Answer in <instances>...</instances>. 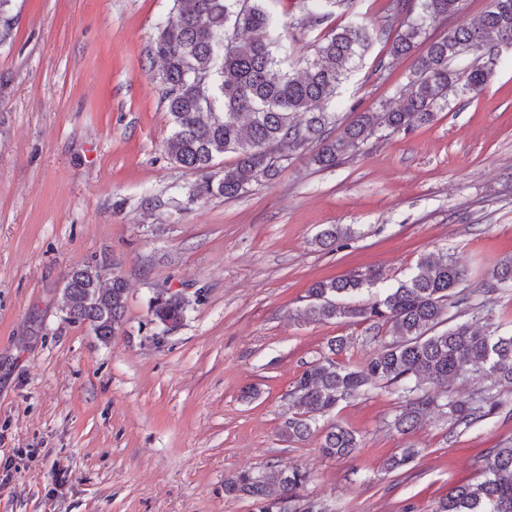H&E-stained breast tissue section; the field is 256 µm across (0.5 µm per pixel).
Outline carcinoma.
Returning <instances> with one entry per match:
<instances>
[{"mask_svg": "<svg viewBox=\"0 0 512 512\" xmlns=\"http://www.w3.org/2000/svg\"><path fill=\"white\" fill-rule=\"evenodd\" d=\"M266 0H174V12L159 28L150 60L161 64L160 79L171 117L164 143L171 161L200 175L190 197L234 199L262 181L276 177L281 162L293 154H311L321 169L343 163L349 152L379 131L407 132L413 124L429 123L448 107L449 96L461 88L474 95L485 87L489 71L453 63L488 44L512 46V0H490L478 22L457 25L447 36L426 41L428 23L462 10V0H389L377 24L350 22L325 31L313 45V56L298 70L291 60ZM305 14L297 24L304 30L321 26L330 14L319 0H301ZM375 41L389 44L377 69L411 55L417 57L397 109L354 112L343 131L332 135L334 113L328 111L336 91L355 61ZM227 153L235 161L215 170ZM495 285L512 284V257L490 272ZM374 268L317 281L308 289L300 318L311 322L356 320L368 325L370 339L390 341L361 365H341L335 355L347 338L336 336L328 352L307 366L288 391V418L281 434L290 442L313 435L319 418L340 400L354 397L379 383L403 398L392 426L407 434L420 428L432 410L445 408L453 427L469 428L493 415L491 397L455 399L448 384L465 375L494 386L512 385V331L476 327L473 290L468 272L446 255L422 256L410 277L384 295L367 301L359 296L376 285ZM65 319L86 322L103 343L119 331L126 309L121 277L97 265L72 269L61 292ZM192 303L178 293L160 292L149 304L151 322L164 330L180 325ZM361 448L358 433L340 422L322 432L320 452L345 459ZM419 454L409 446L387 458L386 471L403 469ZM480 480L455 485L431 512H512V447L493 448L479 460ZM311 473L300 468L256 474L241 470L224 480V495L247 498L253 512H327L325 506L303 500Z\"/></svg>", "mask_w": 512, "mask_h": 512, "instance_id": "carcinoma-1", "label": "carcinoma"}]
</instances>
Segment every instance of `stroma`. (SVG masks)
Here are the masks:
<instances>
[{
  "instance_id": "35a3bbf8",
  "label": "stroma",
  "mask_w": 512,
  "mask_h": 512,
  "mask_svg": "<svg viewBox=\"0 0 512 512\" xmlns=\"http://www.w3.org/2000/svg\"><path fill=\"white\" fill-rule=\"evenodd\" d=\"M172 0H11L0 45V512H252L224 495L242 469L299 467L304 498L330 512H430L478 459L512 446V386L499 412L469 428L446 416L403 435L402 400L376 386L342 400L355 430L352 460L318 451V437L280 430L293 381L335 336L343 364L376 348L362 322H304L309 286L354 270L405 280L421 255L469 269L476 301L512 327V288L484 298L488 271L512 256V49L469 57L486 67L478 95L451 97L433 122L372 137L333 169L300 156L236 199L188 198L199 179L163 143L171 120L148 50ZM295 57L318 31L293 27L297 0H269ZM374 43L340 85L337 126L350 111L398 106L413 57L377 72ZM349 229L335 249L317 235ZM97 264L128 288L123 324L102 343L65 320L60 293L73 268ZM193 305L156 337L160 291ZM420 455L388 472L409 444Z\"/></svg>"
}]
</instances>
